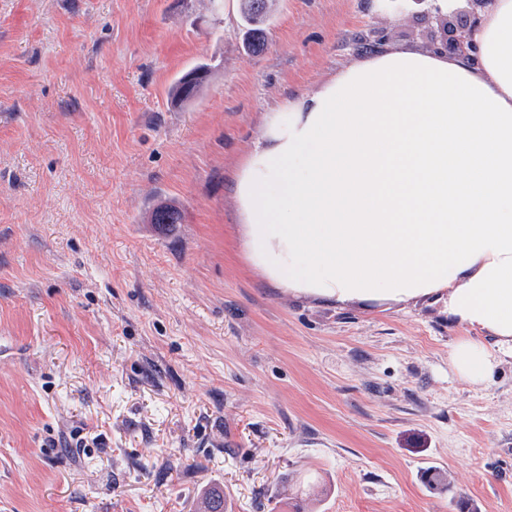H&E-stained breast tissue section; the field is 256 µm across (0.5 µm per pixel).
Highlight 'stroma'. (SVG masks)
Wrapping results in <instances>:
<instances>
[{"label": "stroma", "instance_id": "35a3bbf8", "mask_svg": "<svg viewBox=\"0 0 512 512\" xmlns=\"http://www.w3.org/2000/svg\"><path fill=\"white\" fill-rule=\"evenodd\" d=\"M423 11L276 0L257 55L236 0H0V512H512V357L459 380L444 290L274 287L234 199L272 110ZM211 76V67L198 65L184 72L170 89L171 101L175 104L191 101L199 96Z\"/></svg>", "mask_w": 512, "mask_h": 512}]
</instances>
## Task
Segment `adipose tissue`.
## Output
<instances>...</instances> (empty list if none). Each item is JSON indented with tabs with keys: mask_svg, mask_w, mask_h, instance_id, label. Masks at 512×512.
<instances>
[{
	"mask_svg": "<svg viewBox=\"0 0 512 512\" xmlns=\"http://www.w3.org/2000/svg\"><path fill=\"white\" fill-rule=\"evenodd\" d=\"M473 38L478 66L388 47L288 102L234 196L275 286L338 303L447 289L471 330L450 361L476 385L512 353V0Z\"/></svg>",
	"mask_w": 512,
	"mask_h": 512,
	"instance_id": "ef3b65f1",
	"label": "adipose tissue"
}]
</instances>
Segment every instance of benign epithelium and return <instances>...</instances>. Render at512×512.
<instances>
[{
  "instance_id": "7a95c632",
  "label": "benign epithelium",
  "mask_w": 512,
  "mask_h": 512,
  "mask_svg": "<svg viewBox=\"0 0 512 512\" xmlns=\"http://www.w3.org/2000/svg\"><path fill=\"white\" fill-rule=\"evenodd\" d=\"M426 2L427 19L439 22L443 30L442 39L429 45V52L461 56L472 65L479 63V49L471 35L479 27L482 13L490 5L491 0H467L469 10L462 14L452 10L448 12L446 19L441 16L442 7L439 0Z\"/></svg>"
}]
</instances>
